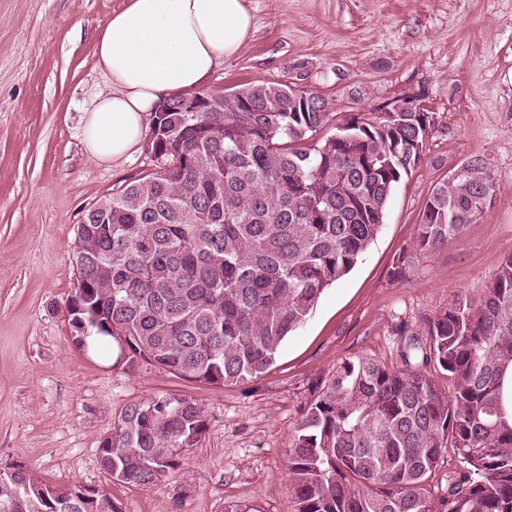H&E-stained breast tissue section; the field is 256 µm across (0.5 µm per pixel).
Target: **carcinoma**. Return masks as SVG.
<instances>
[{
  "instance_id": "carcinoma-1",
  "label": "carcinoma",
  "mask_w": 512,
  "mask_h": 512,
  "mask_svg": "<svg viewBox=\"0 0 512 512\" xmlns=\"http://www.w3.org/2000/svg\"><path fill=\"white\" fill-rule=\"evenodd\" d=\"M224 93L222 112H153L156 170L121 186L77 234L71 321L93 322L75 346L125 345L182 378L224 386L260 377L323 291L357 264L384 221L396 184L419 165L432 112H336L323 95L283 83ZM335 132L317 140L328 126ZM438 184L415 250L448 246L492 205L485 159ZM402 256L390 277L408 279ZM404 369L344 360L297 423L287 470L294 512H512V424L502 407L512 365V256L479 298L456 295L426 337L401 336ZM444 373L443 378L434 372ZM207 430L204 407L169 395L125 409L98 448L109 476L141 489L173 481ZM451 448L460 469L435 499L427 480ZM0 471V512H121L93 487L46 485Z\"/></svg>"
}]
</instances>
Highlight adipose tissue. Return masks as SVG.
<instances>
[{
    "mask_svg": "<svg viewBox=\"0 0 512 512\" xmlns=\"http://www.w3.org/2000/svg\"><path fill=\"white\" fill-rule=\"evenodd\" d=\"M253 31L246 0H125L97 33L94 57L112 90L84 114L86 154L126 157L160 100L200 88Z\"/></svg>",
    "mask_w": 512,
    "mask_h": 512,
    "instance_id": "1",
    "label": "adipose tissue"
}]
</instances>
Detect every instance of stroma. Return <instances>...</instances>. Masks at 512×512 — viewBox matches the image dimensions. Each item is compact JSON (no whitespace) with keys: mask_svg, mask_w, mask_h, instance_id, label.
Here are the masks:
<instances>
[{"mask_svg":"<svg viewBox=\"0 0 512 512\" xmlns=\"http://www.w3.org/2000/svg\"><path fill=\"white\" fill-rule=\"evenodd\" d=\"M123 0H0V469L110 494L121 512H294L292 431L346 359L402 369L398 329L423 334L455 293L479 295L512 255V0H248L255 32L206 84L271 82L334 99L337 119L424 90L436 116L422 162L395 187L354 269L327 288L257 379L224 386L150 364L127 370L77 350L65 303L85 209L153 168L145 146L88 158L82 116L110 88L94 38ZM493 177L492 207L448 246L414 249L433 188L473 157ZM413 258L407 281L389 272ZM180 394L208 428L179 477L150 490L102 468L100 440L131 404Z\"/></svg>","mask_w":512,"mask_h":512,"instance_id":"stroma-1","label":"stroma"}]
</instances>
